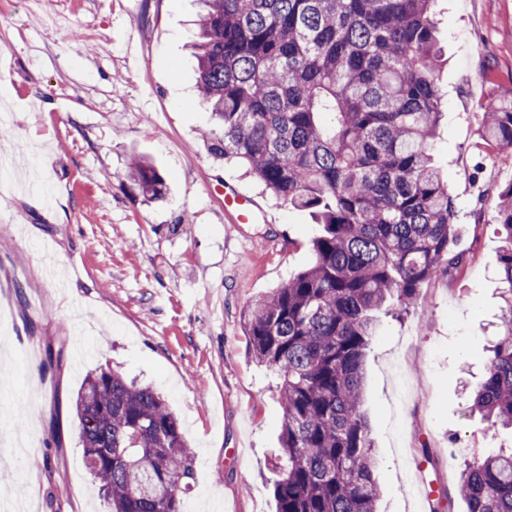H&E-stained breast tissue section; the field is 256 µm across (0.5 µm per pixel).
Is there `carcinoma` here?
<instances>
[{"mask_svg": "<svg viewBox=\"0 0 512 512\" xmlns=\"http://www.w3.org/2000/svg\"><path fill=\"white\" fill-rule=\"evenodd\" d=\"M193 42L210 153L241 161L321 232L313 262L253 305L252 355L283 408L277 512H376L380 489L361 411L375 313L414 306L459 273L456 206L432 155L442 117L435 0H204ZM485 144L512 149V101L484 106ZM130 178L161 201L145 160ZM503 249L499 337L474 408L512 430V182L496 204ZM84 457L110 512H183L194 453L151 386L111 368L75 399ZM468 512H512V451L474 457L457 483Z\"/></svg>", "mask_w": 512, "mask_h": 512, "instance_id": "carcinoma-1", "label": "carcinoma"}]
</instances>
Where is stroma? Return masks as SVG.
I'll return each instance as SVG.
<instances>
[{"mask_svg": "<svg viewBox=\"0 0 512 512\" xmlns=\"http://www.w3.org/2000/svg\"><path fill=\"white\" fill-rule=\"evenodd\" d=\"M202 0H5L0 6V413L38 405L24 437L45 466L15 461L0 498L36 512H109L87 470L72 404L111 367L153 384L195 453L186 512H275L283 409L252 357L248 307L313 261L319 233L200 133L189 44ZM444 116L433 154L458 210L461 275L424 283L407 315H381L361 409L381 494L377 512H419L418 491L454 496L474 455L512 447L472 408L497 331L501 236L495 211L512 153L483 152V109L512 100V0H436ZM156 165L163 201L128 178ZM259 207L224 213V185ZM52 248L55 275L43 251ZM63 346L60 362L48 350ZM421 463L419 472L406 461Z\"/></svg>", "mask_w": 512, "mask_h": 512, "instance_id": "stroma-1", "label": "stroma"}]
</instances>
